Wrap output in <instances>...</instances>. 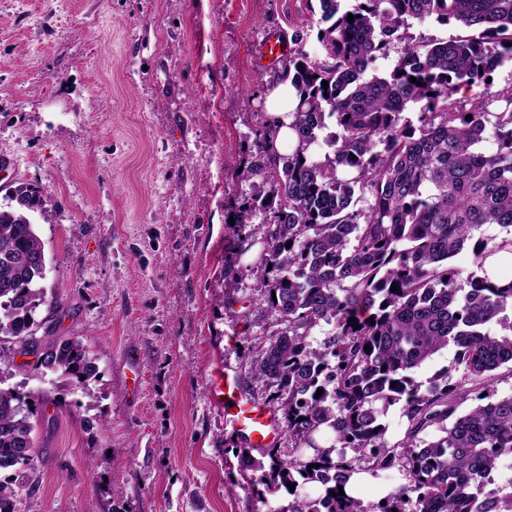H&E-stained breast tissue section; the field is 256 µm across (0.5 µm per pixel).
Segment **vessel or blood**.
<instances>
[{
  "instance_id": "obj_1",
  "label": "vessel or blood",
  "mask_w": 512,
  "mask_h": 512,
  "mask_svg": "<svg viewBox=\"0 0 512 512\" xmlns=\"http://www.w3.org/2000/svg\"><path fill=\"white\" fill-rule=\"evenodd\" d=\"M211 389L214 398L224 407L225 418L240 428L252 447H268L275 433V424L265 407L249 399L230 373L215 374Z\"/></svg>"
}]
</instances>
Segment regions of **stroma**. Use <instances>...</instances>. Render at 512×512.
<instances>
[{
  "label": "stroma",
  "instance_id": "35a3bbf8",
  "mask_svg": "<svg viewBox=\"0 0 512 512\" xmlns=\"http://www.w3.org/2000/svg\"><path fill=\"white\" fill-rule=\"evenodd\" d=\"M306 0H0V204L42 191L38 335L79 338L90 393L16 355L0 387L35 424L33 486L17 512H272L243 479L241 441L209 395L215 371L255 398L269 334L251 272L261 249L227 224L262 190L239 179L281 62L269 35L322 59ZM405 482L359 474L371 506Z\"/></svg>",
  "mask_w": 512,
  "mask_h": 512
}]
</instances>
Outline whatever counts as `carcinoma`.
<instances>
[{
    "instance_id": "obj_1",
    "label": "carcinoma",
    "mask_w": 512,
    "mask_h": 512,
    "mask_svg": "<svg viewBox=\"0 0 512 512\" xmlns=\"http://www.w3.org/2000/svg\"><path fill=\"white\" fill-rule=\"evenodd\" d=\"M318 2L324 59L296 50L277 75L299 96L290 123L296 144L279 152L278 126L266 120L259 162L239 172L243 180L264 174L266 187L236 208L235 223L247 226L258 211L269 216L258 227L256 273L274 330L254 343L253 375L269 389L265 403L281 413L292 444L286 458L277 448L259 458L241 448L242 468L260 474L270 494L292 497L273 512H512V494L501 495L498 483L502 461L512 459V395L496 399L489 389L493 372L512 365V282L502 287L485 274L489 252L476 237L498 224L507 236L495 251L512 254V85L492 92L486 82L512 63V0ZM432 16L462 34H409L411 22ZM395 42L393 69L367 76ZM462 88L483 89L482 99L468 107L454 100ZM415 103L422 108L414 124L405 113ZM332 118L338 131L327 134ZM489 131L492 152L483 147ZM321 139L333 147L322 158ZM7 200L0 336L34 347L37 364L88 395L97 367L82 340L45 346L33 330L36 309L53 305L32 222L33 213L48 214L44 199L20 183ZM468 244L476 271L466 273L449 260ZM323 324L331 333L316 343ZM450 345L459 374L447 370L422 387L413 372ZM468 400L474 404L459 411ZM394 404L408 423L396 447L382 421ZM31 416L13 390L0 388V470L31 468L34 458L20 455L35 448ZM430 428L437 435L422 438ZM322 432L332 434L326 446L316 442ZM394 467L406 483L386 503L366 506L347 493L358 474ZM307 483L319 484L321 495L301 496ZM340 486L344 495H330ZM24 489L0 481V512H15Z\"/></svg>"
}]
</instances>
